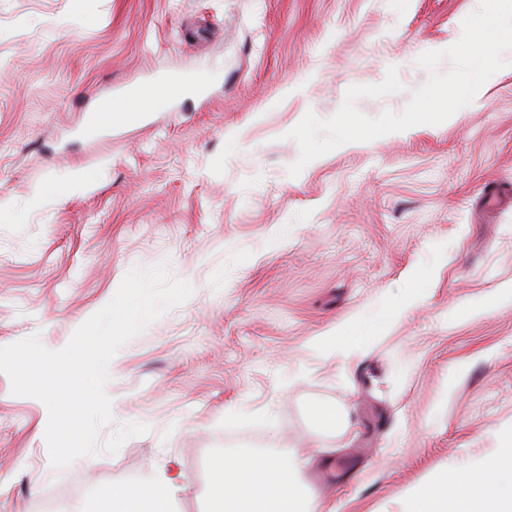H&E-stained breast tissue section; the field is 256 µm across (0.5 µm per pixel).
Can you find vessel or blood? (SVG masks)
<instances>
[{
    "instance_id": "b4317fda",
    "label": "vessel or blood",
    "mask_w": 512,
    "mask_h": 512,
    "mask_svg": "<svg viewBox=\"0 0 512 512\" xmlns=\"http://www.w3.org/2000/svg\"><path fill=\"white\" fill-rule=\"evenodd\" d=\"M190 89L203 98L207 96L209 86L206 82L183 75L146 80L128 88L121 96L100 99L84 131L90 136L97 135L103 121L114 127L137 122L149 112L180 99Z\"/></svg>"
}]
</instances>
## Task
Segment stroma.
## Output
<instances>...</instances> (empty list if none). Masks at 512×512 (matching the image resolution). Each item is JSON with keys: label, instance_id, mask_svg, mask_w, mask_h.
<instances>
[{"label": "stroma", "instance_id": "stroma-1", "mask_svg": "<svg viewBox=\"0 0 512 512\" xmlns=\"http://www.w3.org/2000/svg\"><path fill=\"white\" fill-rule=\"evenodd\" d=\"M477 6L0 0V346L62 349L134 267L194 287L109 365L99 441L148 427L116 454L52 467L46 406L0 374V512H103L98 489L164 468L184 477L174 512H208L220 453L291 454L336 512H402L512 444V206L490 224L483 199L512 186V50L442 124L288 173L306 112L392 65L403 91L356 106L402 112L416 58ZM176 73L208 75L209 102L82 135L100 97Z\"/></svg>", "mask_w": 512, "mask_h": 512}]
</instances>
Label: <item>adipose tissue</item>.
Wrapping results in <instances>:
<instances>
[{"label":"adipose tissue","instance_id":"adipose-tissue-1","mask_svg":"<svg viewBox=\"0 0 512 512\" xmlns=\"http://www.w3.org/2000/svg\"><path fill=\"white\" fill-rule=\"evenodd\" d=\"M499 458L475 464L449 492L440 476L415 489L405 512H512V495L499 489ZM300 463L292 458L268 460L247 453L219 454L209 464V512H333L298 485ZM180 473H162L144 483L116 484L100 490L106 512H171Z\"/></svg>","mask_w":512,"mask_h":512}]
</instances>
